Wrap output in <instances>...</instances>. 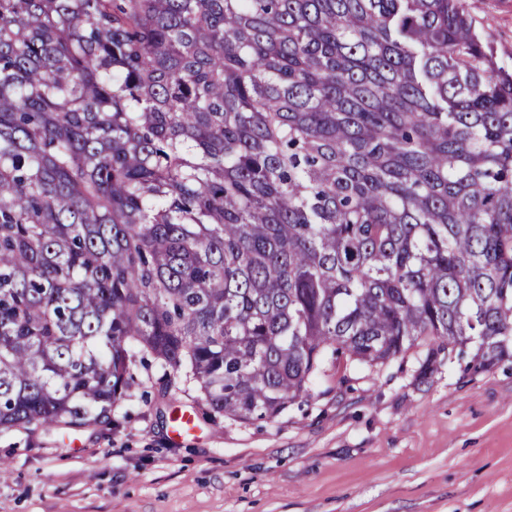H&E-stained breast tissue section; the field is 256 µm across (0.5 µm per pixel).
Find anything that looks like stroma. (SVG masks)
<instances>
[{
  "label": "stroma",
  "instance_id": "35a3bbf8",
  "mask_svg": "<svg viewBox=\"0 0 512 512\" xmlns=\"http://www.w3.org/2000/svg\"><path fill=\"white\" fill-rule=\"evenodd\" d=\"M512 66V0H467ZM424 347L327 364L271 420L214 421L182 372L136 368L109 422L0 432V512H512V362L476 376ZM194 433L173 440L178 416Z\"/></svg>",
  "mask_w": 512,
  "mask_h": 512
}]
</instances>
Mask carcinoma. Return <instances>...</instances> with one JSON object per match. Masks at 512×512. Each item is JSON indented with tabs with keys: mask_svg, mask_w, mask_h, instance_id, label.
Segmentation results:
<instances>
[{
	"mask_svg": "<svg viewBox=\"0 0 512 512\" xmlns=\"http://www.w3.org/2000/svg\"><path fill=\"white\" fill-rule=\"evenodd\" d=\"M512 360V68L466 0H0V431L135 351L212 420L330 356Z\"/></svg>",
	"mask_w": 512,
	"mask_h": 512,
	"instance_id": "cac0c4a2",
	"label": "carcinoma"
}]
</instances>
